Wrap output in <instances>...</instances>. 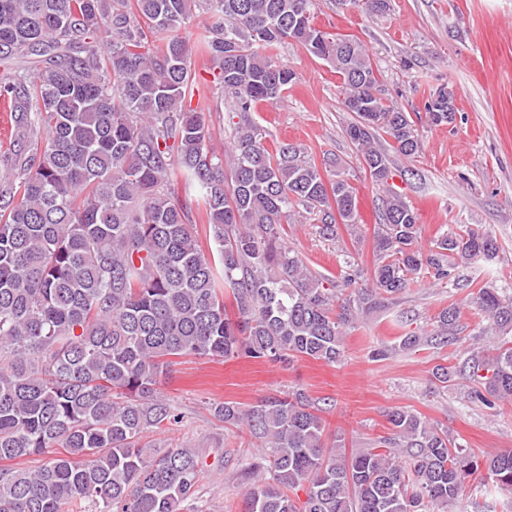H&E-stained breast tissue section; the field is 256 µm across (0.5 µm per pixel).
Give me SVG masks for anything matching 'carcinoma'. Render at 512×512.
Instances as JSON below:
<instances>
[{
  "instance_id": "carcinoma-1",
  "label": "carcinoma",
  "mask_w": 512,
  "mask_h": 512,
  "mask_svg": "<svg viewBox=\"0 0 512 512\" xmlns=\"http://www.w3.org/2000/svg\"><path fill=\"white\" fill-rule=\"evenodd\" d=\"M314 0H0V101L17 162L0 177V460L45 457L36 470L0 468V512H212L198 494L195 448L143 441L184 416L161 395L174 359L307 358L334 365L347 329L424 273L456 281L458 262L494 259L489 232L448 230L424 249L411 206L383 199L368 282L312 273L284 242L299 208L320 233L359 223L356 188L322 172L297 146L268 142L249 119L282 98L295 74L273 49L290 39L332 65L346 136L374 182L392 177L385 132L403 157L421 143L410 115L376 94L357 40L314 24ZM201 26L189 43L180 31ZM211 62L214 90L240 116L229 164L191 107L192 55ZM452 91L425 98L427 122L453 120ZM197 186L184 203L178 184ZM206 219L216 256L202 249ZM233 312H228L226 300ZM487 324L455 333L460 308L392 349L463 348L437 365L445 386L490 410L512 403V294L479 288ZM213 415L244 427L258 454L243 464L242 512H443L470 478L512 492V451L480 458L406 408L391 434L348 455L326 442L321 409L297 388ZM304 491L299 496L298 491Z\"/></svg>"
}]
</instances>
